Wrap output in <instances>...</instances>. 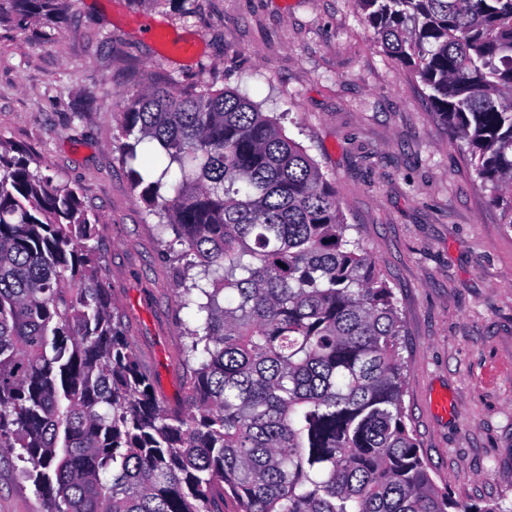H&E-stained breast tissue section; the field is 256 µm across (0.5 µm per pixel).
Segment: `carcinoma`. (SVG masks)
<instances>
[{
  "instance_id": "carcinoma-1",
  "label": "carcinoma",
  "mask_w": 512,
  "mask_h": 512,
  "mask_svg": "<svg viewBox=\"0 0 512 512\" xmlns=\"http://www.w3.org/2000/svg\"><path fill=\"white\" fill-rule=\"evenodd\" d=\"M56 0H0V18ZM466 145L512 230V0H353ZM155 141L154 181L133 167ZM117 149L157 219L184 330L186 405L125 336L77 187L0 142V454L42 512H459L408 429L393 288L333 184L234 90L127 94ZM173 238L167 239V232Z\"/></svg>"
}]
</instances>
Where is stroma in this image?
<instances>
[{
	"instance_id": "stroma-1",
	"label": "stroma",
	"mask_w": 512,
	"mask_h": 512,
	"mask_svg": "<svg viewBox=\"0 0 512 512\" xmlns=\"http://www.w3.org/2000/svg\"><path fill=\"white\" fill-rule=\"evenodd\" d=\"M53 20L0 22V142L83 192L100 215L103 277L154 392L183 406L184 328L156 219L115 149L127 91L231 88L283 126L329 179L393 288L410 368L407 424L463 507L512 512V231L428 92L352 0H57ZM151 18L154 40L143 38ZM447 396L449 410L435 406ZM21 463L0 459V512H41Z\"/></svg>"
}]
</instances>
